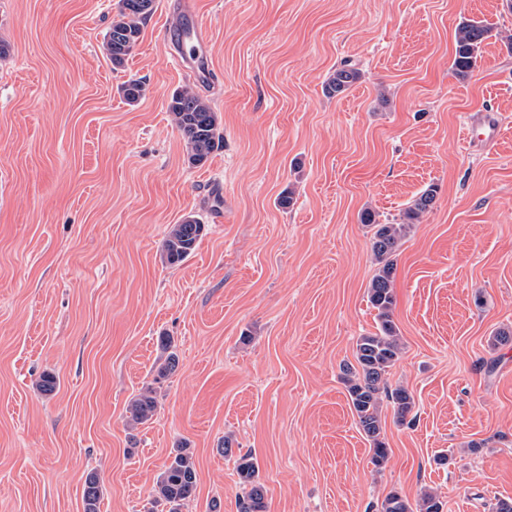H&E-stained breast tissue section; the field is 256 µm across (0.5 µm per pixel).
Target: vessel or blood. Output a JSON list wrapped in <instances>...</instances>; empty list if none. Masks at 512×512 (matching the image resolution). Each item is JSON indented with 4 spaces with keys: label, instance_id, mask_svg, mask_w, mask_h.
I'll list each match as a JSON object with an SVG mask.
<instances>
[{
    "label": "vessel or blood",
    "instance_id": "vessel-or-blood-1",
    "mask_svg": "<svg viewBox=\"0 0 512 512\" xmlns=\"http://www.w3.org/2000/svg\"><path fill=\"white\" fill-rule=\"evenodd\" d=\"M167 42L178 45L179 51L174 58L189 70L202 83L215 82L207 57V37L199 27L195 13L190 5H182L178 23L165 30Z\"/></svg>",
    "mask_w": 512,
    "mask_h": 512
}]
</instances>
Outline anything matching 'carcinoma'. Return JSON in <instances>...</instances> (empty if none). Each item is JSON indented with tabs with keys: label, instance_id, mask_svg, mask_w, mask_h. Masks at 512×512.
Segmentation results:
<instances>
[{
	"label": "carcinoma",
	"instance_id": "cac0c4a2",
	"mask_svg": "<svg viewBox=\"0 0 512 512\" xmlns=\"http://www.w3.org/2000/svg\"><path fill=\"white\" fill-rule=\"evenodd\" d=\"M155 0H120L118 13L105 35V49L112 61V69L125 67L133 47L142 33V26L152 13ZM489 29L479 21L464 20L455 30V54L452 69L459 77L467 76L476 66L483 42ZM362 77L360 70L345 62L330 75L325 84L329 96L348 91ZM123 98L133 104L145 97L146 83L129 79L121 84ZM168 111L181 133L191 166L204 165L212 153L222 147L223 135L217 113L210 103L189 86L173 91ZM437 187L423 190L405 209L398 224H381L366 212L362 223L372 229L371 251L375 272L367 288V298L376 310V331L360 336L356 341L355 363L342 365V380L346 385L352 411L360 430L367 438L372 451V463L380 468L388 460L390 448L382 437L381 403L388 399L399 423H404L414 406L411 393L404 388L389 389L386 376L401 354L398 328L393 319L396 305L394 279L396 259L404 239L410 234L420 216L429 210L436 199ZM206 232V225L193 216H186L169 228L162 245V259L170 266L181 264L196 249ZM163 361L157 368V378L162 379L174 371L179 363L175 346L168 336L159 337ZM158 408L155 391L151 388L135 396L129 406V422L143 424L153 418ZM241 492L237 497L238 512H267V490L259 480L256 460L249 452L240 453L235 459ZM198 473L191 448L177 446L164 463L150 494L147 512H181L182 506L194 496ZM102 488L97 474L86 476L83 488L84 512H99ZM381 512H442L441 502L431 493L423 492L416 503L397 492L387 495Z\"/></svg>",
	"mask_w": 512,
	"mask_h": 512
}]
</instances>
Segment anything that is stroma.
Listing matches in <instances>:
<instances>
[{
  "instance_id": "1",
  "label": "stroma",
  "mask_w": 512,
  "mask_h": 512,
  "mask_svg": "<svg viewBox=\"0 0 512 512\" xmlns=\"http://www.w3.org/2000/svg\"><path fill=\"white\" fill-rule=\"evenodd\" d=\"M156 0L123 69L104 36L119 0H0V512H145L177 444L198 470L183 512H237L225 439L252 453L269 512H379L430 490L443 512L512 499V0H192L224 145L188 164L167 103L193 84ZM492 35L454 74L455 29ZM362 78L325 96L336 67ZM145 81L127 103L120 85ZM499 142L471 141L483 109ZM436 185L397 256L402 353L371 462L340 378L374 331L364 211L398 222ZM293 204L281 208L283 191ZM193 215L195 252L163 240ZM180 362L158 379L159 336ZM57 388L43 394V373ZM155 388L158 411L129 428ZM206 232V225L193 216H186L180 224H172L162 245V259L169 266L181 264L196 249ZM158 408V401L155 391L147 388L145 391L135 396L129 406V422L132 425L143 424L153 418ZM102 488L96 473H89L84 481L83 503L84 512H99Z\"/></svg>"
}]
</instances>
